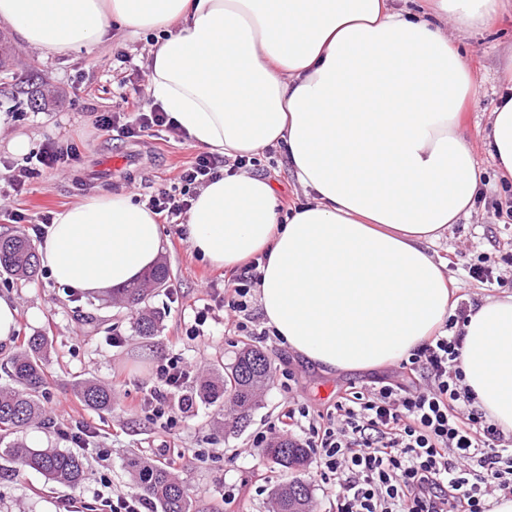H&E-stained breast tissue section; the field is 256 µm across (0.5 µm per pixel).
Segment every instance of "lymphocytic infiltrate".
<instances>
[{
    "mask_svg": "<svg viewBox=\"0 0 512 512\" xmlns=\"http://www.w3.org/2000/svg\"><path fill=\"white\" fill-rule=\"evenodd\" d=\"M122 106L96 113L95 128L108 136L138 140L180 129L161 106L123 93ZM74 146L53 141L13 164L10 187L23 194L34 177L74 161ZM224 161L203 153L184 167L180 190L151 197L148 207L165 223H185L196 187L220 177ZM263 257L239 267L224 293V311L237 330L269 338L257 329L253 292ZM467 307L457 308L442 332L424 341L400 363L402 381L381 380L339 396L332 409L315 411L294 400L282 432L300 430L318 457L320 477L336 491L335 512H493L512 497V434L475 404L460 367ZM189 378L179 358L159 364L143 399L164 416L176 389Z\"/></svg>",
    "mask_w": 512,
    "mask_h": 512,
    "instance_id": "obj_1",
    "label": "lymphocytic infiltrate"
}]
</instances>
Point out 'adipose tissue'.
<instances>
[{"mask_svg":"<svg viewBox=\"0 0 512 512\" xmlns=\"http://www.w3.org/2000/svg\"><path fill=\"white\" fill-rule=\"evenodd\" d=\"M502 0H0V23L30 50L65 53L157 31L148 93L186 139L236 159L283 147L307 198L284 210L271 178L223 174L200 188L192 251L237 268L262 254L267 327L310 364L382 368L434 336L457 288L426 243L468 216L482 185L459 132L480 85L440 18L488 27ZM512 180V57L485 136ZM162 226L131 193L95 194L55 214L40 247L53 279L89 298L140 278ZM464 383L512 431V294L472 305Z\"/></svg>","mask_w":512,"mask_h":512,"instance_id":"adipose-tissue-1","label":"adipose tissue"}]
</instances>
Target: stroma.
<instances>
[{
  "mask_svg": "<svg viewBox=\"0 0 512 512\" xmlns=\"http://www.w3.org/2000/svg\"><path fill=\"white\" fill-rule=\"evenodd\" d=\"M448 34L468 54L473 73L483 86L478 102L468 105L462 114L461 133L490 184L470 216L451 225L428 250L446 263L449 276L458 284L460 302L472 304L505 291L512 293V227H505L495 210L496 201L512 194V182L494 180L493 163L484 147L496 98V75L503 56L512 49V10L503 12L486 29L462 33L452 27ZM10 44L9 66L23 76L24 83L19 88H0V113L17 116L16 122L0 131V195L11 192L7 166L16 160L2 148V141L23 133L35 149L51 138L64 145L76 143L80 151L79 160L69 169L35 178L28 193L15 197L14 207L29 214H53L101 189L130 191L144 204L150 196L178 186L181 170L199 153L197 147L174 138L111 140L93 126L95 113L116 109L122 78L118 71L99 72L98 63L121 51L143 68L149 58V35H111L92 51L47 57L31 51L18 38H11ZM126 152L138 156V165L118 171L101 169L104 157ZM258 160L254 173L273 178L284 206L304 202L283 149L262 151ZM163 234L162 259L169 267V280L150 301L162 317L159 332L150 339L132 333L134 311L59 286L48 271L23 285L0 277V294L11 296L17 304L20 335L41 332L51 342L46 410L52 426L24 434V442L37 448L67 450L71 447L66 436L70 428L86 426L92 432L84 452L87 476L71 490L55 486L36 472L14 474L11 463L0 459V512H46L47 505L58 504L72 494L82 497L94 512H101L103 481H111L116 489L131 488L121 467L123 457L132 450L151 456L163 443L182 455L173 471L189 484L194 512H268L271 492L284 476L276 465L254 453L252 442L288 408L291 396L279 382L264 388L249 423L238 433L229 432L213 410L201 405L188 411L172 407L167 420L129 405L130 400L143 396L150 373L167 358L180 357L195 380L214 361L231 364L238 351L251 342L225 320L219 306L232 271L213 267L196 256L171 225H164ZM481 256L487 257L498 283L483 284L469 276L470 265ZM207 303L215 310L203 336L188 335L196 309ZM256 344L274 367L293 372L303 400L321 411L332 407L345 389L397 376L392 365L364 372H323L278 340ZM86 378L111 388L110 411L96 412L80 402L76 384Z\"/></svg>",
  "mask_w": 512,
  "mask_h": 512,
  "instance_id": "35a3bbf8",
  "label": "stroma"
}]
</instances>
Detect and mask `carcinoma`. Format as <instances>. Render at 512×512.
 Wrapping results in <instances>:
<instances>
[{"instance_id":"obj_1","label":"carcinoma","mask_w":512,"mask_h":512,"mask_svg":"<svg viewBox=\"0 0 512 512\" xmlns=\"http://www.w3.org/2000/svg\"><path fill=\"white\" fill-rule=\"evenodd\" d=\"M20 283H29L38 276L36 244L21 232L0 234V276ZM169 270L160 263L139 281L112 294V302L134 308L138 317L132 331L151 338L159 330L160 317L149 306L155 291L167 285ZM8 382L0 384V454L15 464V472L36 471L46 479L66 487L78 486L85 475L84 456L78 452L53 448H30L15 439L20 433L45 424L46 385L49 375L48 341L43 335L24 338L22 347L12 355L5 367ZM272 377V364L258 348H243L228 367L217 365L212 376L200 380L182 394L186 409L202 404L224 411V404L233 408L231 429L239 432L250 419L262 388ZM77 396L88 408L108 411L112 408L111 390L93 379L77 385ZM262 456L285 472L291 480L277 486L271 493L273 512H313L311 485L305 479L309 452L301 444L278 439L261 449ZM125 467L132 477L133 488L149 498L158 512H192V497L185 481L169 468L151 463L131 452Z\"/></svg>"}]
</instances>
